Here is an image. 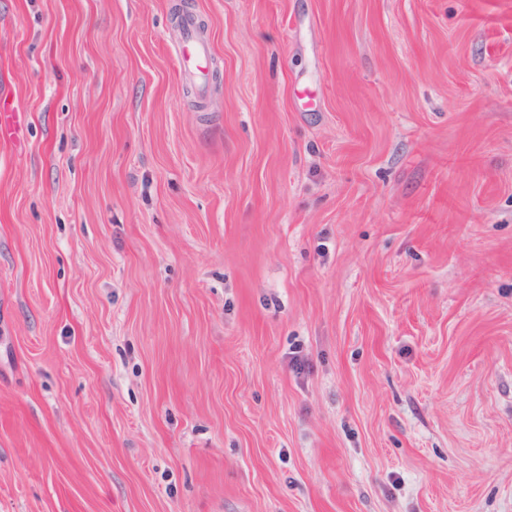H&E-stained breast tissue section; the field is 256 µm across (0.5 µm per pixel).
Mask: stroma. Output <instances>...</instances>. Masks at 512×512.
Segmentation results:
<instances>
[{
  "mask_svg": "<svg viewBox=\"0 0 512 512\" xmlns=\"http://www.w3.org/2000/svg\"><path fill=\"white\" fill-rule=\"evenodd\" d=\"M0 85V512H512V0H0ZM182 28L181 44L175 50L179 74L191 82L200 97H205L211 82L212 45L200 36L196 18L190 12L185 15ZM25 137V114L14 104L10 91L0 86V143L22 150Z\"/></svg>",
  "mask_w": 512,
  "mask_h": 512,
  "instance_id": "obj_1",
  "label": "stroma"
}]
</instances>
